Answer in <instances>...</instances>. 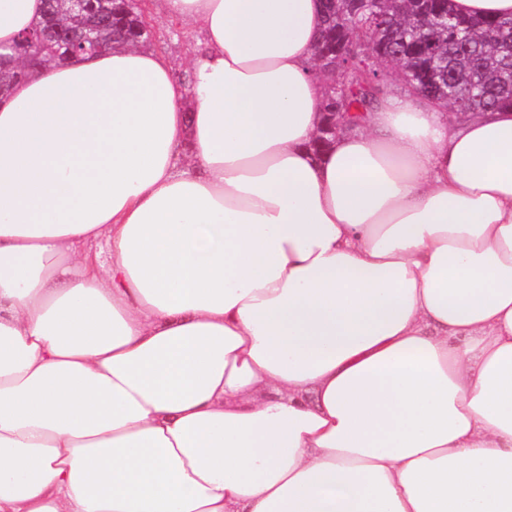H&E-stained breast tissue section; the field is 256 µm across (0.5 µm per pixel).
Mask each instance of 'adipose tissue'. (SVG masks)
<instances>
[{"mask_svg": "<svg viewBox=\"0 0 512 512\" xmlns=\"http://www.w3.org/2000/svg\"><path fill=\"white\" fill-rule=\"evenodd\" d=\"M0 102V512H512V110L324 150L320 0H161ZM44 0H0V45Z\"/></svg>", "mask_w": 512, "mask_h": 512, "instance_id": "ef3b65f1", "label": "adipose tissue"}]
</instances>
